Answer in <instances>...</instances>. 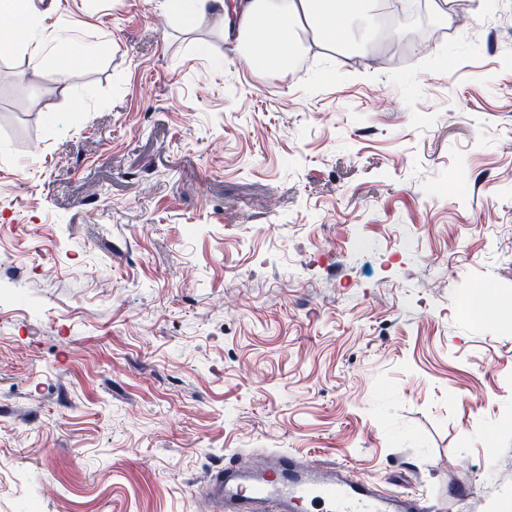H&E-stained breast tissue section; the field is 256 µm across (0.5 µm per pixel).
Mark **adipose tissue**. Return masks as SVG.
Listing matches in <instances>:
<instances>
[{"mask_svg": "<svg viewBox=\"0 0 512 512\" xmlns=\"http://www.w3.org/2000/svg\"><path fill=\"white\" fill-rule=\"evenodd\" d=\"M188 18L217 19L224 41L249 47L255 60L276 59L279 75H287L290 50L300 36L327 49L346 46L348 25L372 14L371 0H175ZM32 0H0V56L11 55L17 45V25L29 18ZM267 28L280 39L271 44L260 39Z\"/></svg>", "mask_w": 512, "mask_h": 512, "instance_id": "adipose-tissue-1", "label": "adipose tissue"}]
</instances>
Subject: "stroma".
I'll return each mask as SVG.
<instances>
[{"instance_id":"35a3bbf8","label":"stroma","mask_w":512,"mask_h":512,"mask_svg":"<svg viewBox=\"0 0 512 512\" xmlns=\"http://www.w3.org/2000/svg\"><path fill=\"white\" fill-rule=\"evenodd\" d=\"M33 4L41 83L0 58V512H210L266 448L512 503V0L303 44L322 72L272 88L171 0Z\"/></svg>"}]
</instances>
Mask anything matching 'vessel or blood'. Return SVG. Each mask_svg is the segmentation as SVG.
<instances>
[{
	"label": "vessel or blood",
	"mask_w": 512,
	"mask_h": 512,
	"mask_svg": "<svg viewBox=\"0 0 512 512\" xmlns=\"http://www.w3.org/2000/svg\"><path fill=\"white\" fill-rule=\"evenodd\" d=\"M214 512H436L422 495L382 491L346 466H325L286 451L263 464L234 454L211 471Z\"/></svg>",
	"instance_id": "obj_1"
}]
</instances>
